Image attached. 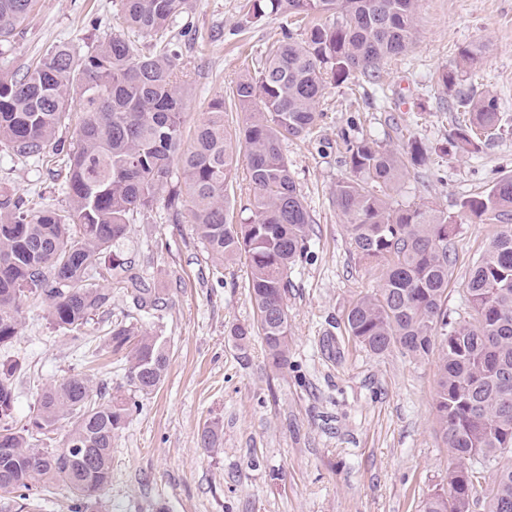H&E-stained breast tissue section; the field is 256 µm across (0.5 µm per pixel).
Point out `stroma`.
Segmentation results:
<instances>
[{"label": "stroma", "mask_w": 512, "mask_h": 512, "mask_svg": "<svg viewBox=\"0 0 512 512\" xmlns=\"http://www.w3.org/2000/svg\"><path fill=\"white\" fill-rule=\"evenodd\" d=\"M245 0H190L191 33L180 46L189 62L185 136L207 118L209 102L227 95L267 45L281 39L283 19L244 23ZM120 0H34L11 43L9 64L22 67L58 41L78 52L120 27ZM485 44L466 85L494 97L503 127L476 153L448 139L465 120L437 76L461 48ZM321 117L306 137L287 141L297 187L313 219L311 254L292 274L288 293V363L269 366L265 345L240 347L231 334L254 319L246 263L216 269L197 240L190 201L159 210L156 224H132L123 254L149 272L167 302L147 329L161 331L172 358L162 386L137 396L138 409L112 438V481L98 512H419L427 494L445 487L456 460L438 433L433 406L438 357L419 359L361 348L345 329L351 303L380 284L374 265L352 252L336 208L338 182L350 175L345 137L383 146L417 140L430 147L409 170L395 207L430 203L459 224L450 244L448 314L465 316L463 286L497 231L472 223L462 204L501 175H512V0H420L414 42L389 61L376 84L362 73L329 85ZM56 166L11 159L0 151V188L32 207L64 200ZM15 362V420L29 418L42 384L82 372L108 388L125 385L109 354L75 353L68 338L27 302L19 336L0 346ZM215 428L220 447H203ZM68 488L30 499L28 510L0 498V512H74Z\"/></svg>", "instance_id": "stroma-1"}]
</instances>
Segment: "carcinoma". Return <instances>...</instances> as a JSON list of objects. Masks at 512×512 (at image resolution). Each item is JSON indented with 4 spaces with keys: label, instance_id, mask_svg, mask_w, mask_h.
I'll list each match as a JSON object with an SVG mask.
<instances>
[{
    "label": "carcinoma",
    "instance_id": "obj_1",
    "mask_svg": "<svg viewBox=\"0 0 512 512\" xmlns=\"http://www.w3.org/2000/svg\"><path fill=\"white\" fill-rule=\"evenodd\" d=\"M33 0H0V56L26 21ZM419 0H246L245 22L267 13L313 17L294 38L267 47L262 66L231 87L230 98L248 121L231 137L224 99L209 105L207 120L184 149L186 62L178 38L190 32L188 0H121V30L80 55L68 42L50 45L24 70L0 66V148L21 161L63 160L65 205L32 210L26 199L0 190V345L17 337L23 304L35 300L74 349L89 343L86 327L112 313V290L130 309L111 322L104 345L126 365V382L141 395L163 383L170 362L166 340L138 324L158 317L166 298L146 287L143 269L117 246L131 224L149 222L159 207L192 202L197 239L218 265L245 257L246 288L254 322L231 335L244 346L261 336L271 364L288 363V292L292 269L310 249L309 210L282 142L317 124L328 81L354 71L375 78L389 59L412 46ZM178 33H173L175 27ZM161 41L144 50L143 40ZM483 45L462 48L459 61L439 76L448 90L477 64ZM469 117L452 142L478 152L500 131L496 100L474 88L455 94ZM80 119L74 142L60 135L72 106ZM350 176L336 185V207L349 244L378 266L379 288L356 300L346 330L364 349H396L412 358L438 352L437 425L459 464L448 489L423 500L422 512H512V466L493 469L512 452V175L463 202L466 217L500 225L474 262L465 284L471 320L448 321V243L454 217L429 205L396 208L391 192L410 166L426 163L430 148L413 141L402 149L369 138H345ZM246 162L248 193L240 196L243 222L231 224L228 189ZM112 253L109 276L99 272ZM18 364L0 365V495L24 500L34 484L67 487L82 505L97 502L112 480V436L136 402L107 395L82 373L44 385L35 415L13 419L12 378ZM46 442L42 456L29 449ZM88 448L90 462L73 454Z\"/></svg>",
    "mask_w": 512,
    "mask_h": 512
}]
</instances>
